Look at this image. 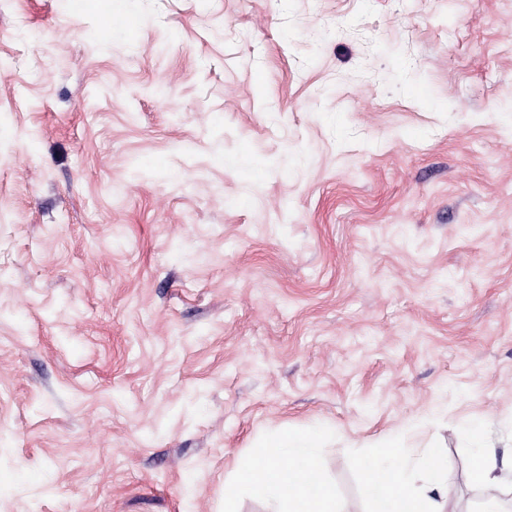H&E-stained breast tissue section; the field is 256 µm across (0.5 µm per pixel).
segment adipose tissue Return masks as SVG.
<instances>
[{
  "label": "adipose tissue",
  "mask_w": 512,
  "mask_h": 512,
  "mask_svg": "<svg viewBox=\"0 0 512 512\" xmlns=\"http://www.w3.org/2000/svg\"><path fill=\"white\" fill-rule=\"evenodd\" d=\"M470 447L475 448L471 479L485 504L484 512H497L512 476V462L500 458L486 442V423H462ZM319 436L314 432H276L262 458L243 462L224 484V512H237L241 496L272 500L277 512H340L331 485L316 469ZM363 491L372 512H439L445 494L439 481L440 462L425 458L410 464L399 440L389 438L372 448L362 461Z\"/></svg>",
  "instance_id": "ef3b65f1"
}]
</instances>
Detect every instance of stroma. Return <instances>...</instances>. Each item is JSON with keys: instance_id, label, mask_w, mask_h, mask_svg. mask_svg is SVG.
Returning <instances> with one entry per match:
<instances>
[{"instance_id": "35a3bbf8", "label": "stroma", "mask_w": 512, "mask_h": 512, "mask_svg": "<svg viewBox=\"0 0 512 512\" xmlns=\"http://www.w3.org/2000/svg\"><path fill=\"white\" fill-rule=\"evenodd\" d=\"M512 453V0H0V512H224L278 428Z\"/></svg>"}]
</instances>
